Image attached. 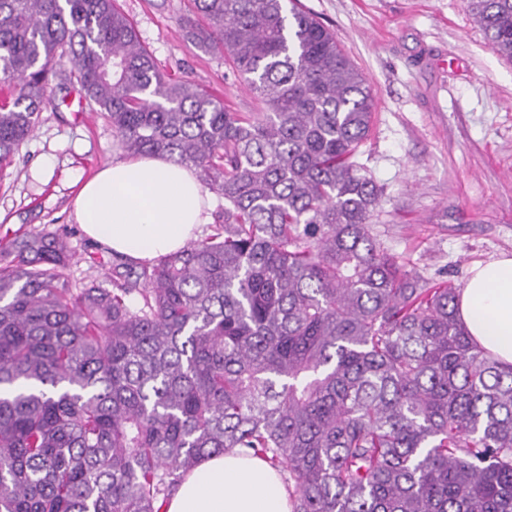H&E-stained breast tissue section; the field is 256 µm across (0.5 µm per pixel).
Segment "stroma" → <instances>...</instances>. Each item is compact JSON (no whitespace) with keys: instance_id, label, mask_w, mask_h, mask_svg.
Returning a JSON list of instances; mask_svg holds the SVG:
<instances>
[{"instance_id":"obj_1","label":"stroma","mask_w":512,"mask_h":512,"mask_svg":"<svg viewBox=\"0 0 512 512\" xmlns=\"http://www.w3.org/2000/svg\"><path fill=\"white\" fill-rule=\"evenodd\" d=\"M332 28L376 102L361 147L384 193L373 232L407 270L465 285L470 267L512 255V62L474 23L466 0H299ZM165 74L189 75L240 112L256 102L224 57L198 49L177 20L189 0H119ZM108 120L69 105L42 112L0 168V245L67 237L70 287L112 286L116 257L76 224L83 180L122 159Z\"/></svg>"}]
</instances>
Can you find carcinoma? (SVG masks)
<instances>
[{
	"instance_id": "carcinoma-1",
	"label": "carcinoma",
	"mask_w": 512,
	"mask_h": 512,
	"mask_svg": "<svg viewBox=\"0 0 512 512\" xmlns=\"http://www.w3.org/2000/svg\"><path fill=\"white\" fill-rule=\"evenodd\" d=\"M191 3L187 39L260 111L162 74L117 0H0L1 167L74 88L124 153L224 198L214 234L120 259L110 290L69 288L57 233L0 254V512H163L234 448L292 512H512V367L468 335L460 288L372 235L366 77L297 0ZM469 11L512 61V0Z\"/></svg>"
}]
</instances>
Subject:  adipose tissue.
<instances>
[{"instance_id": "1", "label": "adipose tissue", "mask_w": 512, "mask_h": 512, "mask_svg": "<svg viewBox=\"0 0 512 512\" xmlns=\"http://www.w3.org/2000/svg\"><path fill=\"white\" fill-rule=\"evenodd\" d=\"M211 201L193 168L163 156L113 162L87 180L74 200L83 232L112 252L151 261L183 249L210 221ZM470 336L512 366V256L474 264L458 299ZM166 512H292L277 471L255 456L227 451L185 477Z\"/></svg>"}]
</instances>
